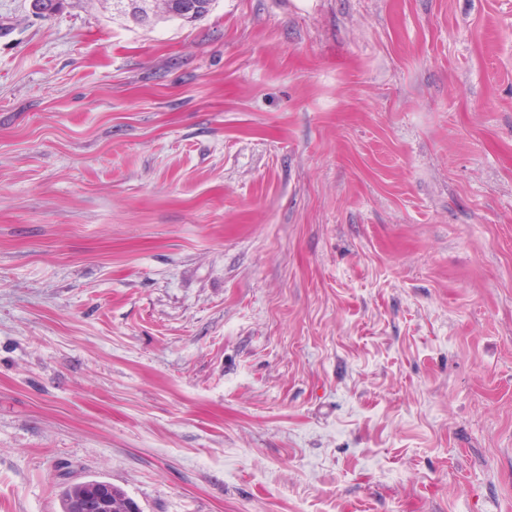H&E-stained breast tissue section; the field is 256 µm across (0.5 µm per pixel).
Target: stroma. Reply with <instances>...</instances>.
I'll list each match as a JSON object with an SVG mask.
<instances>
[{"label": "stroma", "mask_w": 512, "mask_h": 512, "mask_svg": "<svg viewBox=\"0 0 512 512\" xmlns=\"http://www.w3.org/2000/svg\"><path fill=\"white\" fill-rule=\"evenodd\" d=\"M512 512V0H0V512ZM214 0H168L165 12L187 22H194L207 16ZM102 480L89 479L69 485L61 495V511L70 512V503L80 495H94L73 505L76 512H127L128 501L132 498L119 486L104 482L96 492ZM96 492V493H95ZM95 493V494H94Z\"/></svg>", "instance_id": "35a3bbf8"}]
</instances>
